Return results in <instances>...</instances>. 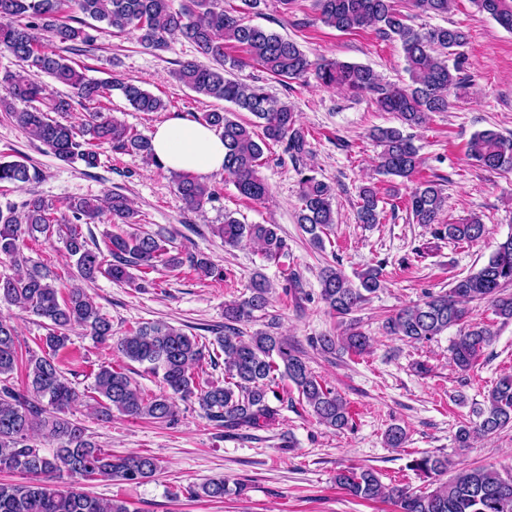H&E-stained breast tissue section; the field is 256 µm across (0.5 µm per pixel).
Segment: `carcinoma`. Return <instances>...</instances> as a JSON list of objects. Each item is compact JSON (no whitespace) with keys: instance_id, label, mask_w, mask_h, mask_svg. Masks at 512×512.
Listing matches in <instances>:
<instances>
[{"instance_id":"obj_1","label":"carcinoma","mask_w":512,"mask_h":512,"mask_svg":"<svg viewBox=\"0 0 512 512\" xmlns=\"http://www.w3.org/2000/svg\"><path fill=\"white\" fill-rule=\"evenodd\" d=\"M321 21L338 31L373 28L401 43L410 84H384L371 68L337 61L316 63L298 45L277 33L246 21L244 12L224 7V0H186L176 10L171 0H0V52L11 54L20 69L0 75V110L22 131L46 146L60 161H82L86 167L98 164V149L107 145L116 153L137 154L158 170L151 139L137 129L114 118L103 105L109 91H119L136 111L150 114L165 110L163 99L140 85L117 75L105 80L89 78L84 68L63 55L78 45L94 40L90 31L95 23L118 34L133 33L145 48L162 50L175 36L191 42L212 61L179 64L177 82L193 92L219 101L231 102L251 113L261 127L234 118V113L211 110L196 121L217 132L224 140V174L234 179L239 194L261 202L269 186L260 174L264 150L274 143L295 161L310 153L309 143L296 112L286 103L272 98L260 85L238 80L233 70L253 62L281 78L297 79L314 71L325 87L373 96L377 108L391 112L398 127L378 128L372 138L380 148L379 171L410 180L418 172L417 150L403 127L426 123L432 112L448 110L449 95L461 87L460 78L447 64V57L468 41L461 27H435L416 30L395 8V0H315ZM418 7L436 15L448 13L455 0H415ZM476 12L493 18L512 30V0H471ZM233 43L244 49L245 58L226 54ZM46 74L55 82L75 90L87 119L79 126L49 117L64 114L72 104L54 98L40 80ZM24 107L19 108L16 103ZM473 164L485 171L512 169V137L486 129L475 133L467 144ZM313 167L297 169L300 176V208L297 223L317 248L324 247L323 235L335 223L332 187L311 174ZM40 173L23 160L0 157V185L23 187L39 179ZM176 187L186 207L201 211L217 195L216 187L201 181L191 172H177ZM444 206L440 184L434 180L419 183L407 199V207L419 224L434 227V236L455 242L474 243L488 228L480 219L465 223L442 224ZM357 217L362 224L380 223L377 192L371 186L359 190ZM107 223L112 230L103 244L91 245L81 231L83 224ZM140 223L138 212L127 199L111 193L102 201L66 198L59 203L31 195L22 211L8 204L0 206V264L27 265L18 276H0V303L20 307L43 320L47 333L42 349L19 352L17 328L0 317V470L16 471L29 481L0 483V512H133L127 502L100 499L75 490H58L50 482L67 474L84 479H111L125 483L151 480L160 470L152 455H113L91 440L86 428L67 417L82 402L83 395L65 377L57 356L70 342L68 330L82 327L98 342L112 338V321L84 288L71 283L44 263L27 264L23 248L29 241L57 236L73 261L78 278L92 281L105 275L120 284L144 288L148 275L162 266L171 271L184 266L218 282L226 281L224 269L212 260L173 245V239L158 232L134 228ZM213 232L234 248L243 240L254 244L263 258L276 260L287 244L275 224H243L232 214ZM140 272L136 276L133 271ZM512 234L499 242L495 252L481 268L456 279L445 292L428 294L419 303L390 316L385 328L399 339L428 343L448 327L461 323L466 311L461 304L471 301L490 303L495 315L512 321ZM320 298L329 311L344 318L366 302L383 285L382 268L370 267L359 275V285L334 266L320 276ZM271 285L257 272L248 285L249 295L224 304L225 333L216 343L224 353V384L196 382L193 369L206 360L207 347L197 337L164 322H147L127 332L118 342L122 356L145 366L159 378L161 388L142 390L121 367L102 365L94 375L93 390L98 394L95 412L107 422L114 413L134 419H147L173 425L178 421L176 399L193 400L203 417L224 428V433L239 430H264L278 425L280 409L270 398L280 399L273 388L276 376L292 382L301 400L310 407L319 423L333 429L349 427L348 402L322 382L311 370L303 354L274 331L276 318L267 329L242 335L239 325L267 315ZM494 336L486 326L468 325L451 347L452 361L461 371L470 370L483 348ZM313 343L325 352L341 347L361 353L369 337L356 323H349L342 337L318 336ZM25 368V385L12 382L19 366ZM512 426V374L499 378L488 394L487 405L477 412V420L464 423L455 433L457 448L465 450L480 437ZM56 444L46 453L38 439ZM390 448H401L407 433L392 425L385 434ZM412 470L436 478L448 472V457L425 453L410 464ZM336 486L362 500L387 498L398 512H512V475L502 477L491 466H467L429 492L408 488H386L371 468L349 467L336 472ZM191 498L221 500L241 494L242 486L230 487L222 478H211L185 488Z\"/></svg>"}]
</instances>
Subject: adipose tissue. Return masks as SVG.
Here are the masks:
<instances>
[{"mask_svg":"<svg viewBox=\"0 0 512 512\" xmlns=\"http://www.w3.org/2000/svg\"><path fill=\"white\" fill-rule=\"evenodd\" d=\"M154 152L165 170L209 175L224 169V142L200 124L173 119L152 136Z\"/></svg>","mask_w":512,"mask_h":512,"instance_id":"obj_1","label":"adipose tissue"}]
</instances>
